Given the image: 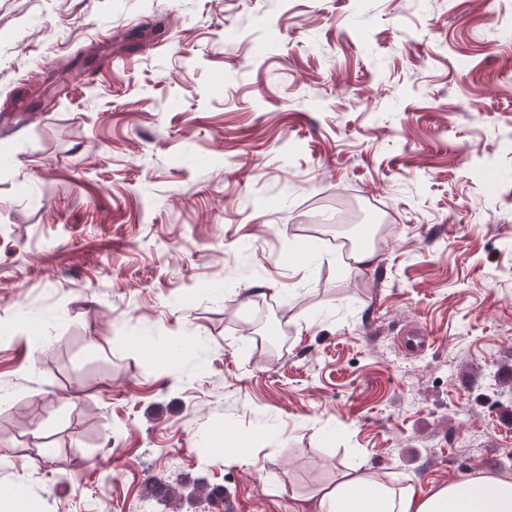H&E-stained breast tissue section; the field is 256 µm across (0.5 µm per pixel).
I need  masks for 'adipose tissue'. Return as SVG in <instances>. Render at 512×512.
<instances>
[{"label":"adipose tissue","instance_id":"adipose-tissue-1","mask_svg":"<svg viewBox=\"0 0 512 512\" xmlns=\"http://www.w3.org/2000/svg\"><path fill=\"white\" fill-rule=\"evenodd\" d=\"M307 512H512V475L476 470L461 480L418 492L361 468L336 471L303 499Z\"/></svg>","mask_w":512,"mask_h":512}]
</instances>
